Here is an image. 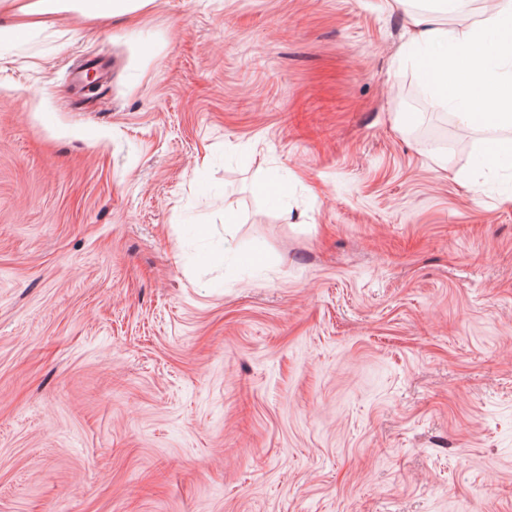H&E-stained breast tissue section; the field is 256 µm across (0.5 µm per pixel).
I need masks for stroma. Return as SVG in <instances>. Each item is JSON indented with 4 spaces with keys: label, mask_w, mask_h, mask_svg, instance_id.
I'll return each mask as SVG.
<instances>
[{
    "label": "stroma",
    "mask_w": 512,
    "mask_h": 512,
    "mask_svg": "<svg viewBox=\"0 0 512 512\" xmlns=\"http://www.w3.org/2000/svg\"><path fill=\"white\" fill-rule=\"evenodd\" d=\"M412 10L152 0L0 50V512H512L498 132L432 106ZM475 166L480 172L492 173L497 170L512 169V138L496 139L479 154Z\"/></svg>",
    "instance_id": "1"
}]
</instances>
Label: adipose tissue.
I'll return each mask as SVG.
<instances>
[{"mask_svg":"<svg viewBox=\"0 0 512 512\" xmlns=\"http://www.w3.org/2000/svg\"><path fill=\"white\" fill-rule=\"evenodd\" d=\"M22 20L0 26V46L20 42L45 26L46 15L74 8L102 20L128 15L150 0H5ZM428 9L408 16L410 36L403 52L423 79L436 107L450 108L468 125L503 130L479 154L480 172L512 169V0H492L478 20L456 30L438 24L435 14L459 11L462 0H427Z\"/></svg>","mask_w":512,"mask_h":512,"instance_id":"adipose-tissue-1","label":"adipose tissue"}]
</instances>
